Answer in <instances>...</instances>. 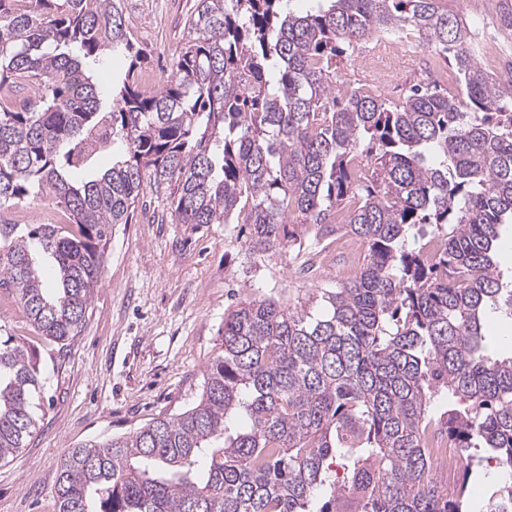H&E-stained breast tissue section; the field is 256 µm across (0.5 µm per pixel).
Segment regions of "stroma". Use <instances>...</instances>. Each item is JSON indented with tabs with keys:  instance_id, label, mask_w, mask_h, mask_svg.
Returning a JSON list of instances; mask_svg holds the SVG:
<instances>
[{
	"instance_id": "35a3bbf8",
	"label": "stroma",
	"mask_w": 512,
	"mask_h": 512,
	"mask_svg": "<svg viewBox=\"0 0 512 512\" xmlns=\"http://www.w3.org/2000/svg\"><path fill=\"white\" fill-rule=\"evenodd\" d=\"M195 0H122L151 69L170 71ZM238 224H178L145 192L130 223L115 225L80 336L62 346L37 336L12 289L0 288V336L36 349L45 378L27 448L0 462V512H57L56 477L69 448L136 431L199 399L224 312L241 287L297 302L334 285L335 246L312 272L288 255L250 258Z\"/></svg>"
}]
</instances>
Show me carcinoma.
I'll list each match as a JSON object with an SVG mask.
<instances>
[{
	"label": "carcinoma",
	"instance_id": "cac0c4a2",
	"mask_svg": "<svg viewBox=\"0 0 512 512\" xmlns=\"http://www.w3.org/2000/svg\"><path fill=\"white\" fill-rule=\"evenodd\" d=\"M288 3L197 0L172 79L147 94L121 0H0V212L35 189L68 218L0 223V287L38 335H80L112 228L146 189L178 224L246 226L253 257L338 231L367 243L354 277L303 302L257 288L229 307L197 404L69 449L58 512H512V356L492 357L482 332L512 318L495 262L512 224V81L480 66L443 0ZM409 27L456 90L421 82L394 104L336 83L337 55ZM108 52L128 65L106 108ZM425 225L433 255L407 248ZM34 249L57 266L50 287ZM43 382L30 348L0 340V461L27 447ZM436 403L466 458L445 495L427 452ZM478 446L503 474L479 511Z\"/></svg>",
	"mask_w": 512,
	"mask_h": 512
}]
</instances>
